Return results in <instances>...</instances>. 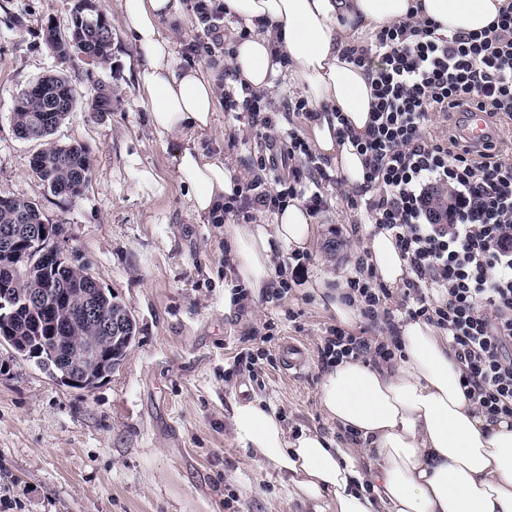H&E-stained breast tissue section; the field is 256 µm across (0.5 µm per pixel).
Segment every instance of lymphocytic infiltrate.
I'll use <instances>...</instances> for the list:
<instances>
[{"label": "lymphocytic infiltrate", "instance_id": "obj_1", "mask_svg": "<svg viewBox=\"0 0 512 512\" xmlns=\"http://www.w3.org/2000/svg\"><path fill=\"white\" fill-rule=\"evenodd\" d=\"M347 57L372 68L375 102L365 134L351 136L365 157L366 183L345 200L366 224L391 233L411 275L391 307V289L357 259L344 299L387 333L330 328L321 361L393 360L402 350L397 324L422 319L447 335L468 398L490 419L512 418V161L499 140L468 148L454 135L427 133L434 117L472 105L493 126L512 121V5L475 33L445 36L425 19L394 24ZM224 110L265 142L257 174L225 197V218L272 215L291 200L315 214L326 208L337 178L297 130L269 138L277 119L264 96L225 84Z\"/></svg>", "mask_w": 512, "mask_h": 512}]
</instances>
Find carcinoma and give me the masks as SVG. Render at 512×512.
<instances>
[{
	"label": "carcinoma",
	"mask_w": 512,
	"mask_h": 512,
	"mask_svg": "<svg viewBox=\"0 0 512 512\" xmlns=\"http://www.w3.org/2000/svg\"><path fill=\"white\" fill-rule=\"evenodd\" d=\"M198 20L211 40L207 55L212 56L221 48V23L224 15L198 14ZM56 27L44 29L47 45L55 56L65 60L70 51L78 50L88 59L105 62L112 51V24L96 9L94 0H79L78 7L68 28L67 36H55ZM77 94L73 85L59 73L43 75L15 97L12 123L15 134L23 140L40 141L43 148L32 161L36 177L54 196L76 200L93 173L92 159L78 144H62L51 139L54 131L65 121L76 104ZM89 110L101 115L112 111V90L105 84L96 88L88 102ZM43 223L38 204L28 199L0 196V252L4 251L3 233L13 238L15 258L1 257L11 270L0 271V344L17 349L20 342L35 347L50 340V326L58 320L70 322L65 306L50 310L24 304V295L34 288H46L58 294L85 288L92 282V275L78 256L45 263L43 251H28L23 243L33 224ZM97 310L101 318H116L122 322L119 334L112 335L101 329L97 319L82 320L74 325L76 335L93 341L98 347L100 362L112 371L126 356V351L136 335V323L126 306L112 292L94 289ZM32 361L51 377L58 376V364L36 353L23 356Z\"/></svg>",
	"instance_id": "1"
}]
</instances>
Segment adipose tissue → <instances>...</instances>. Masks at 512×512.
Wrapping results in <instances>:
<instances>
[{"instance_id":"1","label":"adipose tissue","mask_w":512,"mask_h":512,"mask_svg":"<svg viewBox=\"0 0 512 512\" xmlns=\"http://www.w3.org/2000/svg\"><path fill=\"white\" fill-rule=\"evenodd\" d=\"M177 0H119L120 19L140 57L136 82L159 134H195L211 128L215 81L198 68H178L159 22ZM512 0H224L228 16L249 34L237 39L231 67L235 86L260 93L280 70L303 91L316 116L310 139L347 187L365 183L364 158L337 137L339 120L364 134L372 110L373 76L346 58L368 31L409 17L436 22L441 33L487 28ZM288 57L287 67L273 60ZM178 180L193 212L219 216L234 191V174L221 155L186 145L175 154ZM239 283L260 298L272 286L277 249L300 253L315 238L308 210L293 201L272 221L224 227ZM378 282L390 288L409 275L393 238L366 242ZM402 353L379 365L345 360L323 372L319 402L328 420L355 433L342 447L304 429L289 434L280 415L259 401H237L235 440L276 469L294 496L324 512H512V419H489L460 384L462 369L447 336L423 320L399 327Z\"/></svg>"}]
</instances>
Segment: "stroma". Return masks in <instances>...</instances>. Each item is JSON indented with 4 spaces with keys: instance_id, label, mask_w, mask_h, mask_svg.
<instances>
[{
    "instance_id": "35a3bbf8",
    "label": "stroma",
    "mask_w": 512,
    "mask_h": 512,
    "mask_svg": "<svg viewBox=\"0 0 512 512\" xmlns=\"http://www.w3.org/2000/svg\"><path fill=\"white\" fill-rule=\"evenodd\" d=\"M77 0H0V195L38 203L45 223L62 225L69 252L122 301L137 334L122 364L97 388H70L0 345V512H313L276 470L242 447L230 431L234 401L255 398L282 415L290 430L341 433L318 397L322 336L336 318L307 289L321 277L345 283L365 251L368 227L337 186L315 216L318 238L308 271L283 296L237 304L224 228L196 215L177 179L182 140L157 134L136 87L138 57L119 18L117 0H95L112 23V55L95 63L79 52L58 60L47 25L66 30ZM193 0H178L160 27L174 43L178 67L194 65L223 81L233 51L234 18L223 21V45L197 56L203 37ZM64 73L81 100L56 129L93 160L92 178L76 200L44 189L32 170L40 150L19 139L11 114L16 95L49 71ZM110 85L112 110L93 118L84 105L98 83ZM302 93L277 76L267 93L283 130H305L291 104ZM249 126H230L216 112L193 142L223 154L235 177L252 178ZM152 184H144L142 172ZM302 346L306 364L288 374L285 341ZM250 349L253 360L240 356ZM235 494L225 507L227 494Z\"/></svg>"
}]
</instances>
